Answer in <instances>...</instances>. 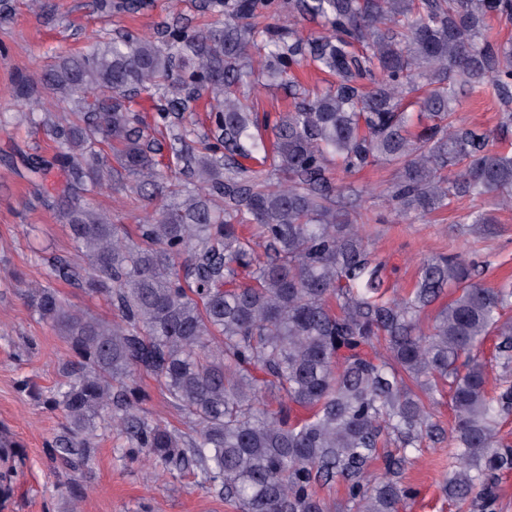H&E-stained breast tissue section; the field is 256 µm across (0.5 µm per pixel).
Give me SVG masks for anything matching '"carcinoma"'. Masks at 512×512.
<instances>
[{
    "instance_id": "cac0c4a2",
    "label": "carcinoma",
    "mask_w": 512,
    "mask_h": 512,
    "mask_svg": "<svg viewBox=\"0 0 512 512\" xmlns=\"http://www.w3.org/2000/svg\"><path fill=\"white\" fill-rule=\"evenodd\" d=\"M203 28L176 20L154 40L128 30L20 74L16 95L32 126L48 127L52 160L27 158L38 188L48 166L66 175L53 196L76 257L49 265L29 306L59 331L70 359L45 403L66 426L50 447L77 472L97 430L166 474L192 470L238 512H400L418 491L402 471L446 431L430 403L449 389L455 415L443 491L489 508L512 470L500 420L512 382L488 388L480 348L512 370V284L487 287L455 254L423 260L414 287H385L369 249L358 193L333 181L377 162L396 166L386 196L415 222L467 199L463 224H494L512 205V151L455 118L460 89L489 88L512 133V42L487 22L512 23V0H205ZM299 10L329 33L305 36L266 20ZM336 77L280 114L265 144L241 96L254 72L293 75L306 59ZM45 87L71 104L48 122ZM208 95L211 137L186 141L182 120ZM164 104L169 148L183 164L173 185L133 102ZM130 181L153 205L137 239L88 202L102 183ZM105 298L117 319L74 309L51 285ZM442 304L428 324L421 314ZM156 379L187 430L139 414ZM278 400L269 408L268 397ZM303 414H292V406ZM381 462V476L372 475ZM333 507L321 491L336 483Z\"/></svg>"
}]
</instances>
